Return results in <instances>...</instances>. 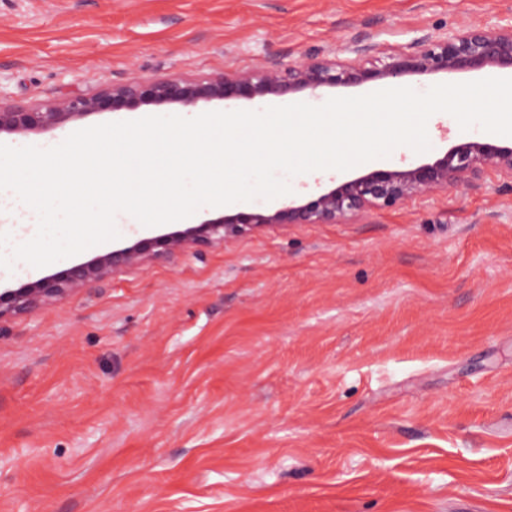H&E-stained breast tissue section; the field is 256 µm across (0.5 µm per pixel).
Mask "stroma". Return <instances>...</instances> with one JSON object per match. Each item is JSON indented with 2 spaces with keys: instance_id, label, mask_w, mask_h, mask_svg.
Here are the masks:
<instances>
[{
  "instance_id": "1",
  "label": "stroma",
  "mask_w": 512,
  "mask_h": 512,
  "mask_svg": "<svg viewBox=\"0 0 512 512\" xmlns=\"http://www.w3.org/2000/svg\"><path fill=\"white\" fill-rule=\"evenodd\" d=\"M512 0H0V102L292 62ZM434 161L485 138L439 112ZM512 176L115 273L0 334V512H512ZM35 268L14 289L136 239Z\"/></svg>"
}]
</instances>
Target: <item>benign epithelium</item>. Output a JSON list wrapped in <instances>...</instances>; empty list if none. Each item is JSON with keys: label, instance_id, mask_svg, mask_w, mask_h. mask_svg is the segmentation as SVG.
<instances>
[{"label": "benign epithelium", "instance_id": "benign-epithelium-1", "mask_svg": "<svg viewBox=\"0 0 512 512\" xmlns=\"http://www.w3.org/2000/svg\"><path fill=\"white\" fill-rule=\"evenodd\" d=\"M376 50L372 37L360 33L341 49L310 50L288 65L273 61L247 71L226 70L208 77L131 76L48 104H0V135L28 136L52 131L106 110L151 106L190 112L202 101L254 102L290 98L305 91L315 96L325 88L375 82L397 84L408 76L512 69V27L471 26L451 35L427 34L411 50L383 59L375 56ZM341 53L350 57L341 58ZM489 164L512 175V147L466 141L432 163L371 170L305 202L293 200L272 212L221 216L191 224L152 243L135 241L15 290L0 291V324L44 304L62 301L74 292L96 288L113 274L138 268L150 260H170L190 251L197 253L201 247L223 246L268 225L334 224L369 208H392L464 179L474 183Z\"/></svg>", "mask_w": 512, "mask_h": 512}]
</instances>
